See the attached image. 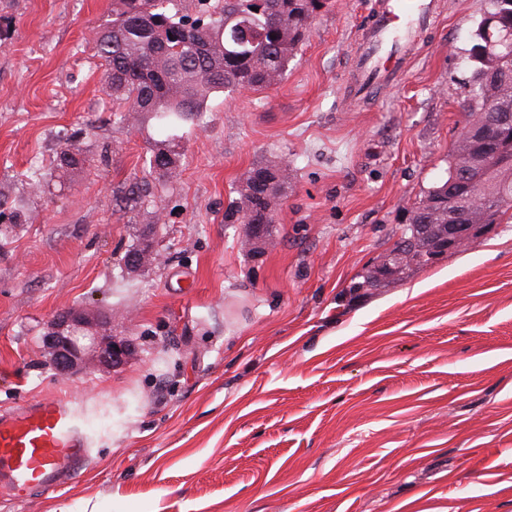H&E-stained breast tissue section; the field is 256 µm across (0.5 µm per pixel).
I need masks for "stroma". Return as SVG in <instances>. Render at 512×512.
Wrapping results in <instances>:
<instances>
[{"instance_id": "35a3bbf8", "label": "stroma", "mask_w": 512, "mask_h": 512, "mask_svg": "<svg viewBox=\"0 0 512 512\" xmlns=\"http://www.w3.org/2000/svg\"><path fill=\"white\" fill-rule=\"evenodd\" d=\"M112 0H0V410L74 395L91 456L62 491L0 512H512V222L389 288L359 273L441 180L463 126L482 0L440 18L394 89L346 96L377 0H331L274 88L216 95L178 134L156 206L155 121L116 123L92 49ZM92 162L60 173L57 136ZM287 163L273 241L224 221L244 174ZM41 174L31 179V163ZM161 264L131 284L138 225ZM95 306L136 345L62 377L42 325ZM150 151L149 168L151 172H157L156 161L160 156L168 157L169 155H174L178 157V162L169 168L166 173L162 174V176H174V174H176L182 156V148L177 135L172 133L167 135L165 139L157 140L154 142Z\"/></svg>"}]
</instances>
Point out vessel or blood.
Masks as SVG:
<instances>
[{
	"label": "vessel or blood",
	"instance_id": "vessel-or-blood-1",
	"mask_svg": "<svg viewBox=\"0 0 512 512\" xmlns=\"http://www.w3.org/2000/svg\"><path fill=\"white\" fill-rule=\"evenodd\" d=\"M438 17L436 0H381L357 56L351 92L397 86L419 34ZM90 454L89 436L69 399L47 395L0 416V496L62 489Z\"/></svg>",
	"mask_w": 512,
	"mask_h": 512
}]
</instances>
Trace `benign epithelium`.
<instances>
[{"label":"benign epithelium","instance_id":"7a95c632","mask_svg":"<svg viewBox=\"0 0 512 512\" xmlns=\"http://www.w3.org/2000/svg\"><path fill=\"white\" fill-rule=\"evenodd\" d=\"M153 225L138 230L135 252L121 260L123 273L138 275L157 263L158 254L152 238ZM419 231L429 246L456 250L484 235L478 224H421ZM44 344L56 373L69 376L81 368L110 370L130 364L137 355L135 345L124 336L112 333V320L82 306L64 311L44 324Z\"/></svg>","mask_w":512,"mask_h":512}]
</instances>
